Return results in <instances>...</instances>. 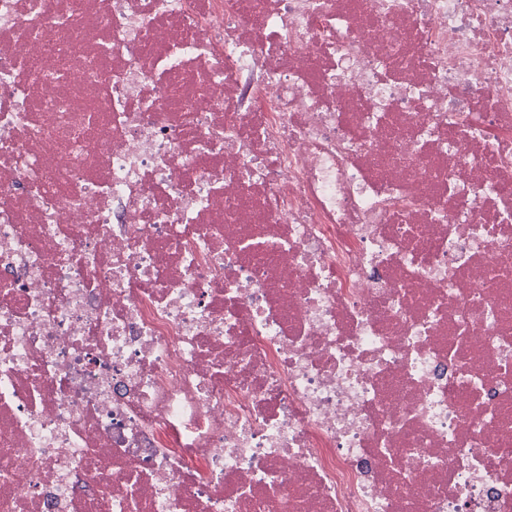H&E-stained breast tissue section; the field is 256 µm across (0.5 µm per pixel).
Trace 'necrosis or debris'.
I'll return each instance as SVG.
<instances>
[{
  "instance_id": "necrosis-or-debris-1",
  "label": "necrosis or debris",
  "mask_w": 512,
  "mask_h": 512,
  "mask_svg": "<svg viewBox=\"0 0 512 512\" xmlns=\"http://www.w3.org/2000/svg\"><path fill=\"white\" fill-rule=\"evenodd\" d=\"M0 512H512V0H0Z\"/></svg>"
}]
</instances>
